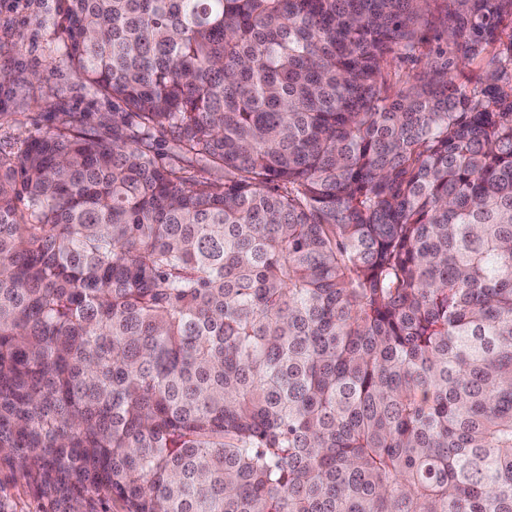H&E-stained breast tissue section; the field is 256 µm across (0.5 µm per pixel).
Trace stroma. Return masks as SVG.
Segmentation results:
<instances>
[{"label":"stroma","instance_id":"stroma-1","mask_svg":"<svg viewBox=\"0 0 512 512\" xmlns=\"http://www.w3.org/2000/svg\"><path fill=\"white\" fill-rule=\"evenodd\" d=\"M63 0H0V151H17L31 136L54 130L68 113L92 127L112 122V103L74 74L57 38ZM415 57L396 55L390 70L415 77L444 46L436 13L420 28ZM0 512H51L19 468L0 464Z\"/></svg>","mask_w":512,"mask_h":512}]
</instances>
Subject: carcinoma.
<instances>
[{"label":"carcinoma","instance_id":"obj_1","mask_svg":"<svg viewBox=\"0 0 512 512\" xmlns=\"http://www.w3.org/2000/svg\"><path fill=\"white\" fill-rule=\"evenodd\" d=\"M430 2L64 0L112 136L0 156V461L52 512H512V0L394 87Z\"/></svg>","mask_w":512,"mask_h":512}]
</instances>
